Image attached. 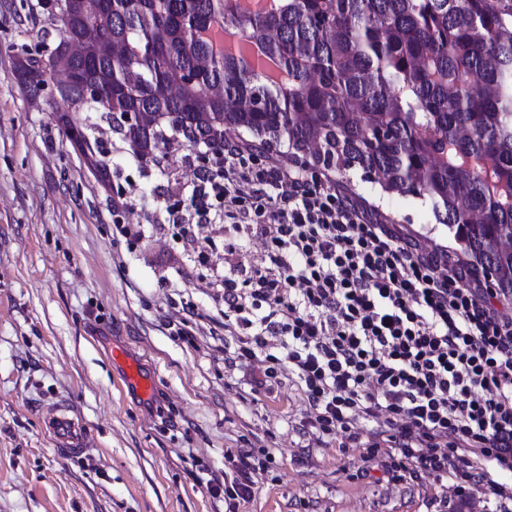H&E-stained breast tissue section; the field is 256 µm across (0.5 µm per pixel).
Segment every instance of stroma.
<instances>
[{
  "instance_id": "35a3bbf8",
  "label": "stroma",
  "mask_w": 512,
  "mask_h": 512,
  "mask_svg": "<svg viewBox=\"0 0 512 512\" xmlns=\"http://www.w3.org/2000/svg\"><path fill=\"white\" fill-rule=\"evenodd\" d=\"M38 0H0V512H228L207 481L236 478L233 454L270 455L237 512H496L450 482L397 481L354 443L317 439L301 421L302 391L258 386L227 364L224 301L212 288L224 236L200 262L166 207L187 202L198 161L188 145L160 165L129 154L108 120L90 113L112 172L102 186L59 124L51 90L18 84V49L38 55L58 40ZM346 192L426 245L455 252L432 206L387 195L351 173ZM127 207L113 215L112 202ZM140 225L129 241L114 220ZM152 380L150 398L122 389L125 358ZM70 403L90 434L85 452L61 454L45 431L50 402Z\"/></svg>"
}]
</instances>
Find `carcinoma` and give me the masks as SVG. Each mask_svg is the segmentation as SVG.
<instances>
[{
    "mask_svg": "<svg viewBox=\"0 0 512 512\" xmlns=\"http://www.w3.org/2000/svg\"><path fill=\"white\" fill-rule=\"evenodd\" d=\"M92 22L83 56L59 55L52 79L94 63L98 96L71 88L72 114L102 112L141 163L179 136L247 134L300 163L432 205L471 266L512 297V0H280L265 14L236 0H69ZM231 28L265 46L287 79L267 82L214 52L199 31ZM38 58L15 59L20 77ZM152 117L127 124L125 114ZM103 185L97 143L72 145Z\"/></svg>",
    "mask_w": 512,
    "mask_h": 512,
    "instance_id": "cac0c4a2",
    "label": "carcinoma"
}]
</instances>
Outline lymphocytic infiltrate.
I'll return each instance as SVG.
<instances>
[{"label": "lymphocytic infiltrate", "mask_w": 512, "mask_h": 512, "mask_svg": "<svg viewBox=\"0 0 512 512\" xmlns=\"http://www.w3.org/2000/svg\"><path fill=\"white\" fill-rule=\"evenodd\" d=\"M197 166L189 230L221 212L224 329L232 364L288 371L305 428L362 442L397 480L452 479L512 500V313L476 271L426 247L299 165L228 138Z\"/></svg>", "instance_id": "f902f5d3"}]
</instances>
